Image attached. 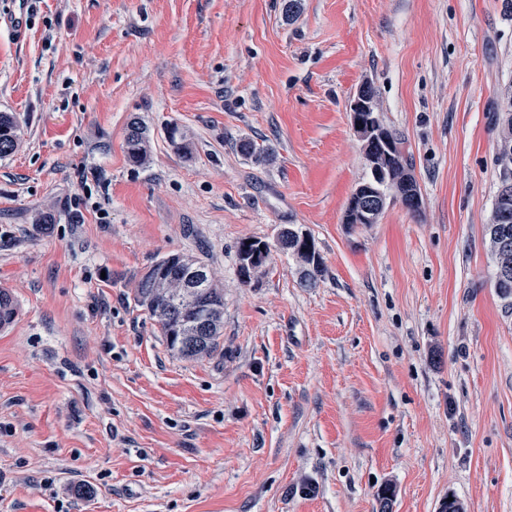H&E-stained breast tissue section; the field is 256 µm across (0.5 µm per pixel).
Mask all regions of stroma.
Here are the masks:
<instances>
[{
  "mask_svg": "<svg viewBox=\"0 0 512 512\" xmlns=\"http://www.w3.org/2000/svg\"><path fill=\"white\" fill-rule=\"evenodd\" d=\"M505 3L34 0L24 39L0 21L21 130L0 158V512H379L386 486L391 512H512V306L486 234ZM366 81L422 205L348 224ZM284 224L321 280L273 247L242 283L239 243ZM173 253L224 290L220 356L172 355L134 300ZM125 144L129 160L133 164H144L149 157L150 139L148 129L140 118H133L127 125ZM294 248V245L288 241V247L287 245L285 248L282 249L284 252L291 253L293 256H295L297 259H299L300 262V283L306 287V288H312L315 287L318 280L323 276V266L322 262L316 266L309 265L308 258L303 253H295L291 252V249Z\"/></svg>",
  "mask_w": 512,
  "mask_h": 512,
  "instance_id": "35a3bbf8",
  "label": "stroma"
}]
</instances>
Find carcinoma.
I'll use <instances>...</instances> for the list:
<instances>
[{
  "label": "carcinoma",
  "mask_w": 512,
  "mask_h": 512,
  "mask_svg": "<svg viewBox=\"0 0 512 512\" xmlns=\"http://www.w3.org/2000/svg\"><path fill=\"white\" fill-rule=\"evenodd\" d=\"M20 128L15 116L0 113V157L6 156L15 150L19 141ZM390 145L377 154L379 165L399 181H404L410 168L413 167L411 154L403 147V139L391 130H386ZM125 144L129 160L141 165L148 160L150 139L148 129L140 118H133L127 125ZM499 166V187L509 186L512 190V152L497 154ZM263 241L251 239L241 241L238 246V274L242 283L247 284L252 274L264 264V259L247 265L244 263V256L260 253V246ZM300 262V283L306 288L316 286L318 280L323 276V266L309 265L308 258L303 253L295 254ZM169 258L165 257L151 266L154 277H143L139 280L135 301L137 305L145 309L159 325L161 335L164 337L166 346L171 353L186 359H197L199 357L211 358L220 351V329L214 328L208 334L205 352L197 355L193 346L188 343V337L193 335L197 314L185 304L183 294L173 292L166 294L162 287V281L169 278L171 270L168 268ZM207 287L198 288L194 291V301L198 304L224 303L223 289L217 287L212 275H207ZM17 314L16 301L7 288H0V328L10 324Z\"/></svg>",
  "instance_id": "obj_1"
}]
</instances>
